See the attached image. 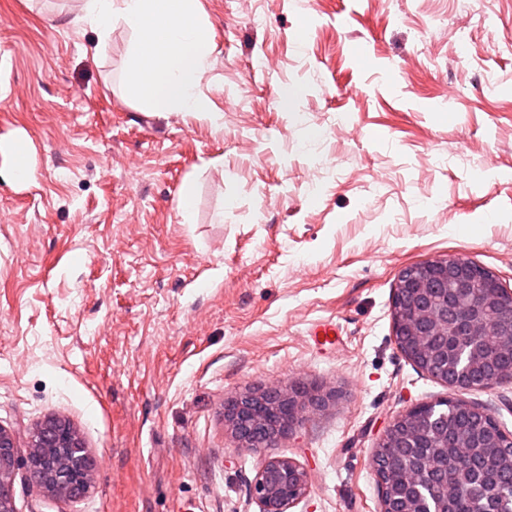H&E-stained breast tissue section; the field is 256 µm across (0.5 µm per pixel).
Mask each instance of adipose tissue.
<instances>
[{
    "instance_id": "1",
    "label": "adipose tissue",
    "mask_w": 512,
    "mask_h": 512,
    "mask_svg": "<svg viewBox=\"0 0 512 512\" xmlns=\"http://www.w3.org/2000/svg\"><path fill=\"white\" fill-rule=\"evenodd\" d=\"M74 21L98 30L97 57L104 54L114 24L133 32L126 91L136 106L205 114L212 123L220 122L221 113L211 111L199 91L212 44L200 0H83Z\"/></svg>"
}]
</instances>
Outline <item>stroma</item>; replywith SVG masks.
<instances>
[{"mask_svg": "<svg viewBox=\"0 0 512 512\" xmlns=\"http://www.w3.org/2000/svg\"><path fill=\"white\" fill-rule=\"evenodd\" d=\"M200 2L218 127L126 98V26L95 59L81 0H0V426L78 432L67 512H259L268 457L308 473L288 512H380L384 431L449 395L397 347L399 271L512 289V0ZM297 383L331 397L241 448L225 400ZM464 398L512 434V382ZM4 149L11 155L13 166L12 176L18 179H24L29 174V145L25 139L18 138L6 146Z\"/></svg>", "mask_w": 512, "mask_h": 512, "instance_id": "35a3bbf8", "label": "stroma"}]
</instances>
